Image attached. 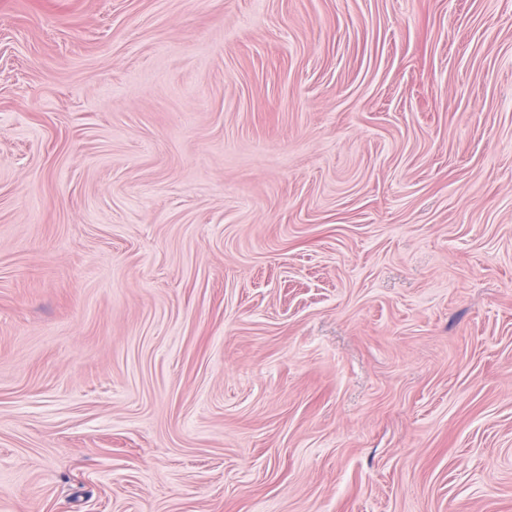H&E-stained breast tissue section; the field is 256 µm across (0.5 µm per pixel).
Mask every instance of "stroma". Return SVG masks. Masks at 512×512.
Instances as JSON below:
<instances>
[{"instance_id":"35a3bbf8","label":"stroma","mask_w":512,"mask_h":512,"mask_svg":"<svg viewBox=\"0 0 512 512\" xmlns=\"http://www.w3.org/2000/svg\"><path fill=\"white\" fill-rule=\"evenodd\" d=\"M0 512H512V0H0Z\"/></svg>"}]
</instances>
